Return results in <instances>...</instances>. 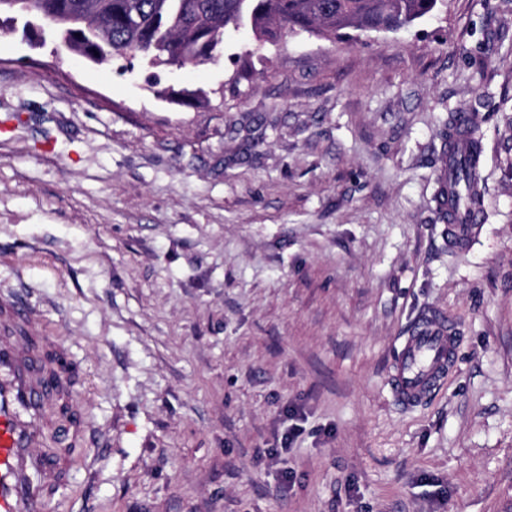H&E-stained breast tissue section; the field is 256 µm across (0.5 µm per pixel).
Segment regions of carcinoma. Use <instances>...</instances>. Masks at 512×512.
<instances>
[{
  "instance_id": "cac0c4a2",
  "label": "carcinoma",
  "mask_w": 512,
  "mask_h": 512,
  "mask_svg": "<svg viewBox=\"0 0 512 512\" xmlns=\"http://www.w3.org/2000/svg\"><path fill=\"white\" fill-rule=\"evenodd\" d=\"M443 0H0V16L37 20L43 34L87 60L141 58L152 66H198L215 59L228 30L251 29L258 46L290 33L326 39L349 30L394 32L437 11ZM460 208L479 204L477 165L457 168Z\"/></svg>"
}]
</instances>
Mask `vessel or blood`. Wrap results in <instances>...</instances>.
<instances>
[{"label":"vessel or blood","mask_w":512,"mask_h":512,"mask_svg":"<svg viewBox=\"0 0 512 512\" xmlns=\"http://www.w3.org/2000/svg\"><path fill=\"white\" fill-rule=\"evenodd\" d=\"M472 131L468 113L452 116L449 160L463 155L464 138ZM439 206L448 221L449 244L466 250L481 221L479 211H460L450 182ZM43 318L37 304L13 293L0 295V512H47L52 489L69 469L59 447L80 435L73 420L56 429V440L47 437L52 409L66 407L73 391L70 369ZM457 339L455 324L445 317L422 318L393 367L394 396L414 405L430 394L455 362Z\"/></svg>","instance_id":"1"}]
</instances>
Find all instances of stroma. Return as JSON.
Segmentation results:
<instances>
[{
  "mask_svg": "<svg viewBox=\"0 0 512 512\" xmlns=\"http://www.w3.org/2000/svg\"><path fill=\"white\" fill-rule=\"evenodd\" d=\"M483 146L469 249L448 121ZM94 422L49 512H512V0L125 74L0 34V292ZM459 328L423 402L391 367ZM473 131L472 122L468 112L454 114L448 125V181L442 186L443 195L439 199V206L448 221V243L455 249L464 252L470 244L478 224L481 222L480 212L474 208L479 204L478 175L475 160L470 155L463 156L464 138L468 140ZM462 155L456 172V183L461 209L459 210L455 198V188L450 172L452 164ZM457 339V327L445 317L431 314L422 318L393 367L394 396L414 405L430 394L454 365Z\"/></svg>",
  "mask_w": 512,
  "mask_h": 512,
  "instance_id": "obj_1",
  "label": "stroma"
}]
</instances>
